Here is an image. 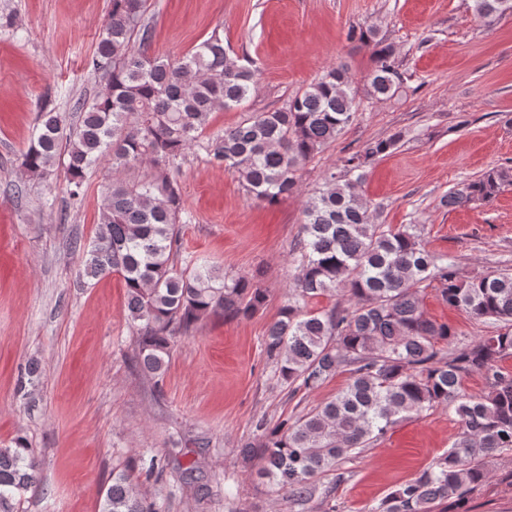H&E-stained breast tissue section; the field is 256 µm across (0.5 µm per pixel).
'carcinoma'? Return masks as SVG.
Returning <instances> with one entry per match:
<instances>
[{
	"mask_svg": "<svg viewBox=\"0 0 512 512\" xmlns=\"http://www.w3.org/2000/svg\"><path fill=\"white\" fill-rule=\"evenodd\" d=\"M476 18L490 26L512 14V0H472ZM147 0H112L90 60L107 76L81 121L66 132L61 113L40 109L39 131L21 157L31 175L44 176L60 151L72 196L80 195L87 170L112 172L145 164L139 178L108 180L101 191V228L82 250L86 276L118 273L126 290L128 321L137 338L135 364L151 378L163 376L176 337L205 318L248 317L266 302L265 289L247 276L232 280L212 269L179 268V225L190 221L179 188L180 164L197 147L214 165L236 175L252 198L273 203L291 193L302 167L352 122L358 89L341 68L272 112H254L238 124L204 135L212 112L231 109L255 91V71L224 48L220 28L179 61L151 55ZM351 42L373 47L365 78L367 95L395 96L406 82L395 48L374 27H353ZM397 139L366 143L339 159L324 186L306 202L296 246L302 264L288 303L271 323L264 350L282 381L312 390L340 369L350 383L335 399L294 419L256 426L244 445L258 460L268 492L303 507L319 495L316 476L334 471L352 450L383 436L399 417L437 407L455 408L460 432L441 457L418 477L392 491L374 512H435L450 497L464 498L491 479L487 459L512 450V273L462 276L454 261L427 250L416 225L392 230L360 194L364 168L388 153ZM512 186V166L483 172L442 199L448 207L489 203ZM437 283L441 300L500 330L454 351L439 347L456 332L426 317L422 293ZM342 293L346 300L307 311L308 300ZM484 375L479 396L461 392L462 375ZM38 479L33 449L22 441L0 448V512ZM101 512H157L123 472L101 501Z\"/></svg>",
	"mask_w": 512,
	"mask_h": 512,
	"instance_id": "obj_1",
	"label": "carcinoma"
}]
</instances>
